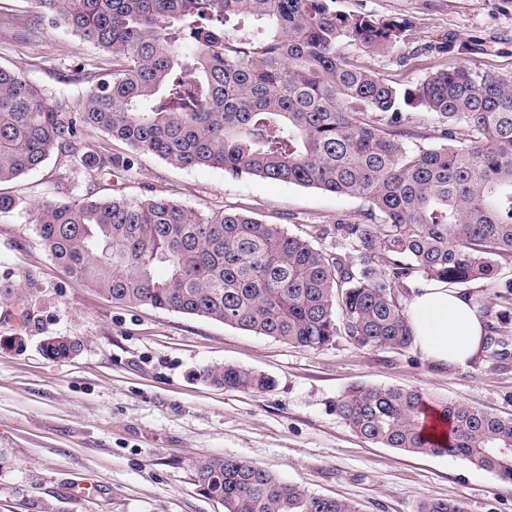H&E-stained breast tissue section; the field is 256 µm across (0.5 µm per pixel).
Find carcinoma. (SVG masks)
I'll use <instances>...</instances> for the list:
<instances>
[{"instance_id":"carcinoma-1","label":"carcinoma","mask_w":512,"mask_h":512,"mask_svg":"<svg viewBox=\"0 0 512 512\" xmlns=\"http://www.w3.org/2000/svg\"><path fill=\"white\" fill-rule=\"evenodd\" d=\"M35 23L65 26L99 51L71 105L0 66V183L56 153L86 194L43 201L36 230L51 259L115 303L206 317L303 348L339 337L365 351L414 344L402 298L415 281L456 288L490 280L498 310L485 348L512 364V77L465 65L415 85L390 83L347 55L386 51L407 19L337 11L335 0H27ZM441 125L443 143L409 145L410 110ZM177 167H211L367 203L321 238L326 252L277 224L226 209L197 212L163 197L99 195L130 158L84 141L91 131ZM69 338L47 357L79 351ZM226 390L263 392L266 374L210 366ZM329 410L361 438L414 455H447L512 482V417L432 399L417 389L354 385ZM200 491L224 512H358L238 457L194 463ZM418 512H466L431 498Z\"/></svg>"}]
</instances>
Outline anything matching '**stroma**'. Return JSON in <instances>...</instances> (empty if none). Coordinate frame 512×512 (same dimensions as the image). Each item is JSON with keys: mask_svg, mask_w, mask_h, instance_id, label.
Instances as JSON below:
<instances>
[{"mask_svg": "<svg viewBox=\"0 0 512 512\" xmlns=\"http://www.w3.org/2000/svg\"><path fill=\"white\" fill-rule=\"evenodd\" d=\"M337 11L413 23L404 47L348 55L386 79L415 84L448 62L512 76V0H336ZM26 0H0V66L78 104L87 81L76 70L98 53L68 29L42 25L38 50L18 41ZM455 33L480 51L448 58L435 49ZM422 55L401 72L403 50ZM133 157L114 171L112 191L163 196L197 211L229 207L301 234L360 216V198L265 180L234 179L218 168H179L151 154L111 144ZM65 160L1 183L16 199L0 215V512H224L203 495L192 465L234 456L307 491L355 502L361 512H417L430 498L464 501L467 512H512V484L444 455L414 456L364 441L329 400L351 385H393L433 398L512 415V367L481 357L439 367L417 349L367 352L346 341L307 349L209 318L104 299L60 270L36 232L39 203L84 195ZM76 340L67 360L49 359L50 337ZM232 364L270 376L259 393L227 391L200 380L204 367Z\"/></svg>", "mask_w": 512, "mask_h": 512, "instance_id": "35a3bbf8", "label": "stroma"}]
</instances>
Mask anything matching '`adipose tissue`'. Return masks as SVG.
Wrapping results in <instances>:
<instances>
[{
  "label": "adipose tissue",
  "mask_w": 512,
  "mask_h": 512,
  "mask_svg": "<svg viewBox=\"0 0 512 512\" xmlns=\"http://www.w3.org/2000/svg\"><path fill=\"white\" fill-rule=\"evenodd\" d=\"M414 344L429 361L465 366L478 359L485 343V319L477 302L443 282H424L408 302Z\"/></svg>",
  "instance_id": "adipose-tissue-1"
}]
</instances>
